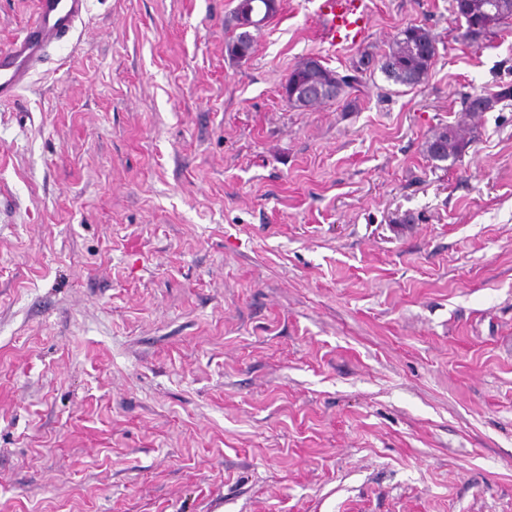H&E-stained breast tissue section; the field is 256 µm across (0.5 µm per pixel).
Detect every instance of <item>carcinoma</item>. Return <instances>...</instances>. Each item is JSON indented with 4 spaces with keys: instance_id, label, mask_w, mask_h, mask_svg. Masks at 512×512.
I'll list each match as a JSON object with an SVG mask.
<instances>
[{
    "instance_id": "1",
    "label": "carcinoma",
    "mask_w": 512,
    "mask_h": 512,
    "mask_svg": "<svg viewBox=\"0 0 512 512\" xmlns=\"http://www.w3.org/2000/svg\"><path fill=\"white\" fill-rule=\"evenodd\" d=\"M454 13L465 20L464 37L467 44L479 47L496 36L504 25L512 22V0H454ZM255 37L251 33L239 32L229 45L232 55L241 59L250 57ZM437 55L436 41L430 31L421 25H410L400 30L382 57L381 71L388 79L404 85L415 86L424 82ZM372 58L363 55L352 65L354 74L340 75L326 66L322 60L307 57L299 61L289 77L309 79L327 93L341 91L358 80V73L369 68ZM512 99V86L505 85L501 90L486 93H466L461 97L462 111L476 115L492 110L503 100ZM477 130L464 132L458 126H445L435 132L427 142V152L436 161H459L471 144Z\"/></svg>"
}]
</instances>
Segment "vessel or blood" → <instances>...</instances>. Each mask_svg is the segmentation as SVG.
I'll return each instance as SVG.
<instances>
[{
	"label": "vessel or blood",
	"instance_id": "vessel-or-blood-1",
	"mask_svg": "<svg viewBox=\"0 0 512 512\" xmlns=\"http://www.w3.org/2000/svg\"><path fill=\"white\" fill-rule=\"evenodd\" d=\"M86 0H36L35 13L7 48L0 49V100L22 87L46 48L71 33L81 20ZM315 22L329 46H354L368 29L366 0H317Z\"/></svg>",
	"mask_w": 512,
	"mask_h": 512
}]
</instances>
